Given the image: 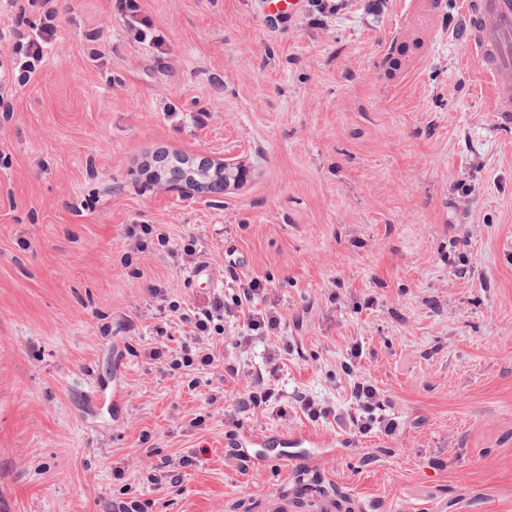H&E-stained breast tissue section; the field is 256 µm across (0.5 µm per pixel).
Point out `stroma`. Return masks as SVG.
<instances>
[{
  "label": "stroma",
  "mask_w": 512,
  "mask_h": 512,
  "mask_svg": "<svg viewBox=\"0 0 512 512\" xmlns=\"http://www.w3.org/2000/svg\"><path fill=\"white\" fill-rule=\"evenodd\" d=\"M56 0L57 37L0 116V512H512V118L461 36L462 0ZM43 0H0V53ZM243 178L185 195L165 154ZM165 243L140 253L131 229ZM195 240L212 284L170 256ZM265 290L283 338L214 339L216 367L170 369L189 328L161 301ZM160 296H153V289ZM362 355L351 359L354 346ZM275 359L277 404L224 412ZM238 367L229 376L228 367ZM390 428H350L354 383ZM305 393L328 414L310 420ZM312 431L309 466L261 437ZM189 456L180 486L147 480ZM261 5L268 16L288 24L298 16L302 0H261Z\"/></svg>",
  "instance_id": "obj_1"
}]
</instances>
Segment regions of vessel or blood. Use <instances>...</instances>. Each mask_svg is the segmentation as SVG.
I'll return each instance as SVG.
<instances>
[{"mask_svg": "<svg viewBox=\"0 0 512 512\" xmlns=\"http://www.w3.org/2000/svg\"><path fill=\"white\" fill-rule=\"evenodd\" d=\"M261 5L286 24L298 16L302 0H261ZM464 34L494 87L498 114L512 116V0H466Z\"/></svg>", "mask_w": 512, "mask_h": 512, "instance_id": "vessel-or-blood-1", "label": "vessel or blood"}]
</instances>
